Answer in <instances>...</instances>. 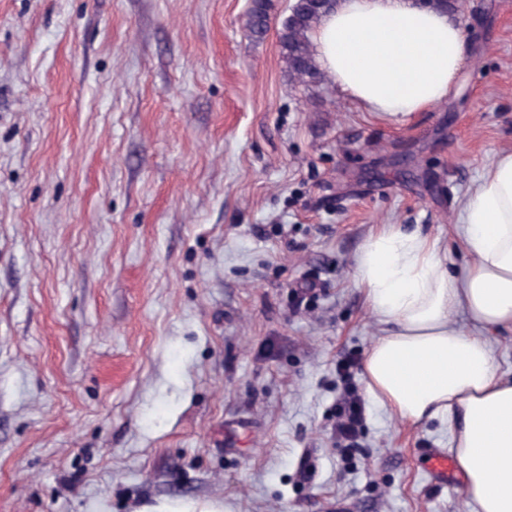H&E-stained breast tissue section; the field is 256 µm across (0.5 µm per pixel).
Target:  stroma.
I'll return each instance as SVG.
<instances>
[{"label":"stroma","instance_id":"35a3bbf8","mask_svg":"<svg viewBox=\"0 0 512 512\" xmlns=\"http://www.w3.org/2000/svg\"><path fill=\"white\" fill-rule=\"evenodd\" d=\"M0 0V512H471L447 426L336 370L383 326L354 261L381 224L468 257L462 200L512 151V0H461L457 89L368 112L288 77L271 0ZM270 0H252L247 13V30L250 37L262 38L268 30ZM336 410L340 418L337 430L341 436L349 442L346 445L347 447L344 448V451L351 453L355 450L354 440L358 427L364 418V404L355 390L350 389L336 401ZM424 465L435 485L448 486L453 480L452 458L448 452L430 448L425 451ZM140 512H224V503L208 499H168Z\"/></svg>","mask_w":512,"mask_h":512}]
</instances>
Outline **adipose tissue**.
Segmentation results:
<instances>
[{"label":"adipose tissue","mask_w":512,"mask_h":512,"mask_svg":"<svg viewBox=\"0 0 512 512\" xmlns=\"http://www.w3.org/2000/svg\"><path fill=\"white\" fill-rule=\"evenodd\" d=\"M322 71L366 111L422 112L451 94L465 60L456 20L419 0H339L312 35ZM471 262L449 273L439 242L385 224L365 240L355 281L385 324L367 352L370 396L412 425L448 423L473 512H512V381L489 344L452 325L512 329V153L495 156L462 205Z\"/></svg>","instance_id":"1"}]
</instances>
